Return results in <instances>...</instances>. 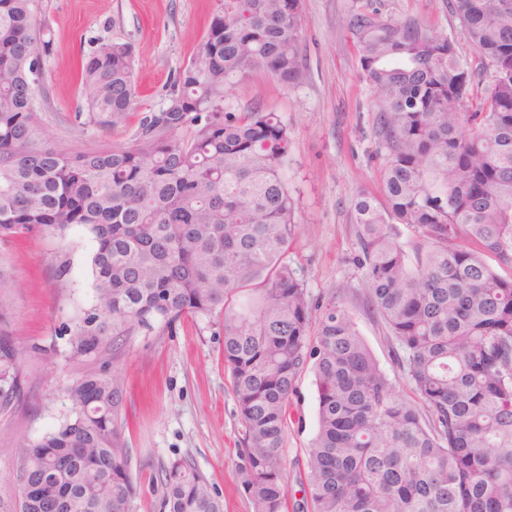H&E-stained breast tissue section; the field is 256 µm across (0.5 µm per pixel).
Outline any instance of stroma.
<instances>
[{
	"instance_id": "1",
	"label": "stroma",
	"mask_w": 512,
	"mask_h": 512,
	"mask_svg": "<svg viewBox=\"0 0 512 512\" xmlns=\"http://www.w3.org/2000/svg\"><path fill=\"white\" fill-rule=\"evenodd\" d=\"M397 18L413 17L455 37L471 54L447 0H379ZM51 53L43 59L37 93L43 129L71 151L109 149L129 142L142 113L165 106L175 74L196 57L223 0H37ZM349 0H302L306 30L300 57L306 78L295 88L265 75L237 85L228 112L253 107L279 112L292 133L288 176L299 199L297 230L286 259L314 302L334 297L385 372L409 393L392 355L391 337L366 309L352 206L360 192L380 195L384 156L374 136L376 107L352 36L342 17ZM129 44L140 94L126 126L102 129L76 121L81 103L77 69L98 40ZM95 243L82 227L63 234L36 233L0 243V263L17 283L11 298L14 341L25 372V400L0 410V446L32 445L56 428L71 405L61 389L75 368L65 358L68 326L92 302L90 257ZM224 338L203 321L182 320L164 333L133 337L122 352L119 420L132 450L137 512H163L158 476L177 459L204 474L224 512H253L241 484L242 426L229 374ZM317 392L305 372L288 402L282 460L292 502L303 498L308 451L316 433Z\"/></svg>"
}]
</instances>
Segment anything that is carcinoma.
Listing matches in <instances>:
<instances>
[{
	"instance_id": "carcinoma-1",
	"label": "carcinoma",
	"mask_w": 512,
	"mask_h": 512,
	"mask_svg": "<svg viewBox=\"0 0 512 512\" xmlns=\"http://www.w3.org/2000/svg\"><path fill=\"white\" fill-rule=\"evenodd\" d=\"M467 60L448 35L374 0L345 28L373 94L383 197L353 204L366 305L397 343L403 396L344 303L314 304L285 255L297 227L292 134L280 115L224 111L264 74L303 83L301 0H224L198 56L126 146L71 152L42 135L36 90L51 40L35 0H0V242L80 225L93 236V303L66 360L112 357L184 318L224 336L243 426L253 512H288L282 462L288 400L311 370L317 433L297 512H512V0H450ZM89 122L120 128L136 100L130 46L81 61ZM416 239V263L399 225ZM494 258L496 266L487 263ZM0 267V408L21 397L23 364ZM320 312L312 320L311 311ZM119 369L63 387L58 427L14 456L20 512H135ZM63 457L53 481L42 474ZM164 512H224L188 460L161 474Z\"/></svg>"
}]
</instances>
